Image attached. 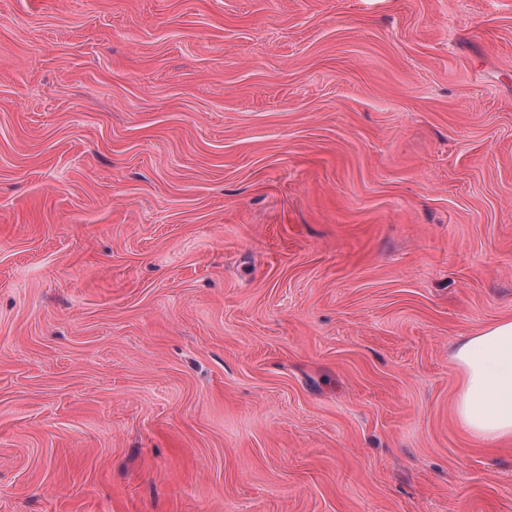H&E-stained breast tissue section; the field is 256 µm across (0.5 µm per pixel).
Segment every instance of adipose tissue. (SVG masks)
I'll use <instances>...</instances> for the list:
<instances>
[{"instance_id": "1", "label": "adipose tissue", "mask_w": 512, "mask_h": 512, "mask_svg": "<svg viewBox=\"0 0 512 512\" xmlns=\"http://www.w3.org/2000/svg\"><path fill=\"white\" fill-rule=\"evenodd\" d=\"M454 359L463 378L454 415L471 437L512 441V319L461 337Z\"/></svg>"}]
</instances>
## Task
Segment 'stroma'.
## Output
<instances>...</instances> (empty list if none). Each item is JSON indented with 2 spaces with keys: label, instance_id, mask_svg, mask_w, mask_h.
<instances>
[{
  "label": "stroma",
  "instance_id": "1",
  "mask_svg": "<svg viewBox=\"0 0 512 512\" xmlns=\"http://www.w3.org/2000/svg\"><path fill=\"white\" fill-rule=\"evenodd\" d=\"M504 319L512 0H0V512H512ZM453 356L463 375L458 424L482 442L512 441V319L461 337Z\"/></svg>",
  "mask_w": 512,
  "mask_h": 512
}]
</instances>
